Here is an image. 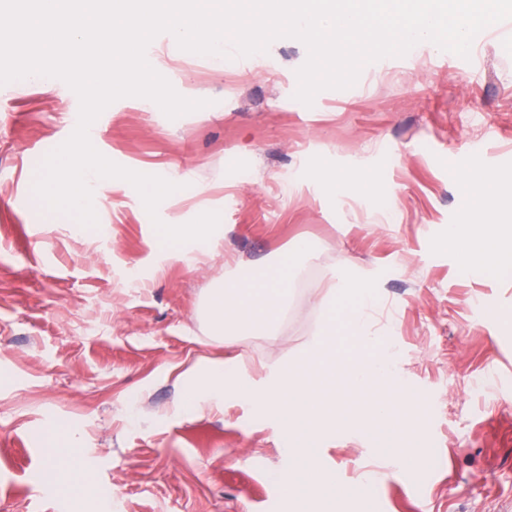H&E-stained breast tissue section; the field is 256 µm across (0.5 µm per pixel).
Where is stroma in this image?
Instances as JSON below:
<instances>
[{"label":"stroma","mask_w":512,"mask_h":512,"mask_svg":"<svg viewBox=\"0 0 512 512\" xmlns=\"http://www.w3.org/2000/svg\"><path fill=\"white\" fill-rule=\"evenodd\" d=\"M147 53L207 107L172 120L119 99L94 122L95 147L181 183L158 207L164 223L220 212L221 254L189 259L163 244L121 179L93 198L105 234L49 220L33 192L39 150L71 135L78 98L58 79L0 86V512H101L89 483L108 491L112 512H512V266L466 275L439 245L468 205L449 162L478 159L512 195V29L487 27L466 59L418 45L368 64L310 107L294 97L307 58L295 39L228 69L178 52L165 33ZM327 166L364 177V189L329 190L316 175ZM301 239L321 248L299 263L277 333L234 350L241 383L306 346L328 276L348 258L376 278L373 324L423 407L383 439L318 434L319 470L347 485L379 475L345 501L301 489L285 501L283 425L233 390L220 407L177 409V376L231 351L201 315L225 257L260 267ZM54 425L76 432L62 490L37 479Z\"/></svg>","instance_id":"obj_1"}]
</instances>
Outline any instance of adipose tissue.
Returning a JSON list of instances; mask_svg holds the SVG:
<instances>
[{
  "mask_svg": "<svg viewBox=\"0 0 512 512\" xmlns=\"http://www.w3.org/2000/svg\"><path fill=\"white\" fill-rule=\"evenodd\" d=\"M459 176L470 188L467 221L451 225L442 246L459 254L466 274L511 262L512 225L502 217L512 213V202L500 199L496 180L482 176L478 164L461 169ZM311 251L310 243L298 242L289 255L262 272L230 277L212 289L206 305L211 336L270 331L288 302L293 268Z\"/></svg>",
  "mask_w": 512,
  "mask_h": 512,
  "instance_id": "adipose-tissue-1",
  "label": "adipose tissue"
}]
</instances>
